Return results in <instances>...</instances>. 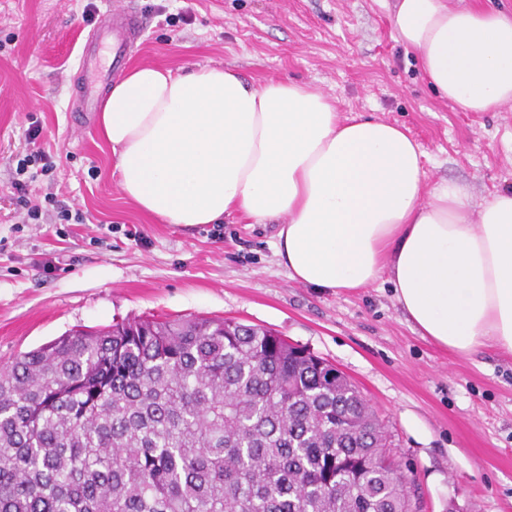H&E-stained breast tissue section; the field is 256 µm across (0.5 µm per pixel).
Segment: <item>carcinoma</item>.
<instances>
[{
  "mask_svg": "<svg viewBox=\"0 0 512 512\" xmlns=\"http://www.w3.org/2000/svg\"><path fill=\"white\" fill-rule=\"evenodd\" d=\"M358 387L231 319L74 330L0 369V512H412Z\"/></svg>",
  "mask_w": 512,
  "mask_h": 512,
  "instance_id": "1",
  "label": "carcinoma"
}]
</instances>
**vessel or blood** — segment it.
Listing matches in <instances>:
<instances>
[{"label":"vessel or blood","instance_id":"1","mask_svg":"<svg viewBox=\"0 0 512 512\" xmlns=\"http://www.w3.org/2000/svg\"><path fill=\"white\" fill-rule=\"evenodd\" d=\"M141 27L142 21L135 12L117 8L93 29L79 59L77 111H96L113 76L128 64ZM107 45L112 48V61L108 64L100 55Z\"/></svg>","mask_w":512,"mask_h":512}]
</instances>
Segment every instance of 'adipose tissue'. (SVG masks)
Here are the masks:
<instances>
[{"mask_svg": "<svg viewBox=\"0 0 512 512\" xmlns=\"http://www.w3.org/2000/svg\"><path fill=\"white\" fill-rule=\"evenodd\" d=\"M396 41L461 112L512 104V14L398 0ZM124 196L181 227L278 223L289 278L333 292L388 281L421 336L458 355L512 356V188L469 218L465 185L424 184L408 129L341 118L332 98L229 68H133L98 119Z\"/></svg>", "mask_w": 512, "mask_h": 512, "instance_id": "1", "label": "adipose tissue"}]
</instances>
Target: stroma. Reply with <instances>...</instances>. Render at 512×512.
Segmentation results:
<instances>
[{"instance_id":"obj_1","label":"stroma","mask_w":512,"mask_h":512,"mask_svg":"<svg viewBox=\"0 0 512 512\" xmlns=\"http://www.w3.org/2000/svg\"><path fill=\"white\" fill-rule=\"evenodd\" d=\"M396 4L0 0V365L128 317L268 328L357 385L425 512H512V357L461 356L423 338L390 285L332 293L290 279L274 254L276 225L237 217L181 228L144 214L120 190L97 116L72 109L84 43L116 5L144 17L131 65L286 78L334 98L341 117L405 125L426 186L468 185L477 216L484 198L512 187V104L460 112L437 96L393 37ZM23 159L21 193L12 182ZM34 206L40 217L27 220ZM64 209L82 223L61 220Z\"/></svg>"}]
</instances>
